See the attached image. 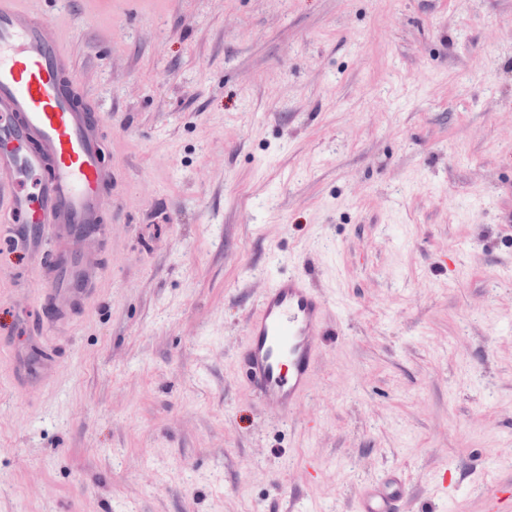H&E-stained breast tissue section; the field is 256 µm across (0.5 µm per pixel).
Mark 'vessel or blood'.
Listing matches in <instances>:
<instances>
[{"label": "vessel or blood", "mask_w": 512, "mask_h": 512, "mask_svg": "<svg viewBox=\"0 0 512 512\" xmlns=\"http://www.w3.org/2000/svg\"><path fill=\"white\" fill-rule=\"evenodd\" d=\"M54 23L28 0H0V222L52 225L42 266L43 306L69 321L103 274L93 251L112 229L108 116L89 111ZM335 319L329 299L300 274L274 276L248 313L243 381L259 407L294 415L308 399ZM402 470L366 484L352 512H402Z\"/></svg>", "instance_id": "vessel-or-blood-1"}]
</instances>
